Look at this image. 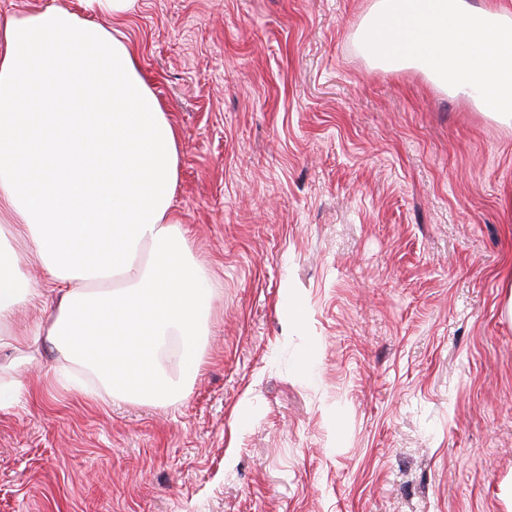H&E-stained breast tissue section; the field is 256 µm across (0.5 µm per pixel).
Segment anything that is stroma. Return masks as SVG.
Here are the masks:
<instances>
[{
	"instance_id": "stroma-1",
	"label": "stroma",
	"mask_w": 512,
	"mask_h": 512,
	"mask_svg": "<svg viewBox=\"0 0 512 512\" xmlns=\"http://www.w3.org/2000/svg\"><path fill=\"white\" fill-rule=\"evenodd\" d=\"M374 0H139L214 290L170 404L24 371L0 512H512V124L367 53Z\"/></svg>"
}]
</instances>
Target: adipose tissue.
Instances as JSON below:
<instances>
[{"instance_id":"adipose-tissue-1","label":"adipose tissue","mask_w":512,"mask_h":512,"mask_svg":"<svg viewBox=\"0 0 512 512\" xmlns=\"http://www.w3.org/2000/svg\"><path fill=\"white\" fill-rule=\"evenodd\" d=\"M0 18V210L30 241L56 306L17 330L30 288L11 245H0V349L20 364L43 344L60 373L87 394L167 401L199 371L212 290L193 263L173 209L177 135L112 32L137 0H81ZM367 52L388 66L427 70L442 87L477 95L512 121V6L491 0H375L362 29ZM179 344L181 370L161 359Z\"/></svg>"}]
</instances>
